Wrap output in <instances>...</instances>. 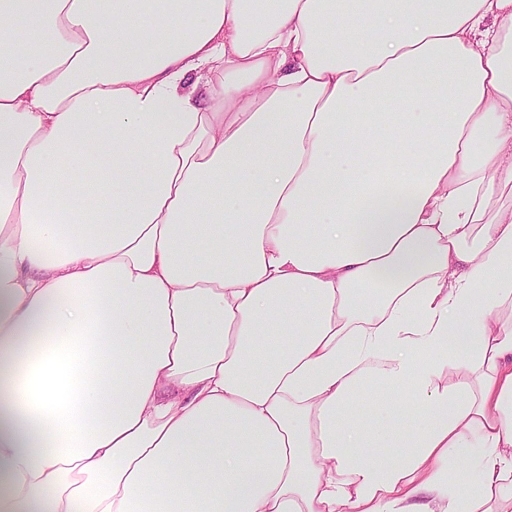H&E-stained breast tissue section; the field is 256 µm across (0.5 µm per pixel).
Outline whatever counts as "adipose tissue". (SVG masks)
<instances>
[{"mask_svg": "<svg viewBox=\"0 0 512 512\" xmlns=\"http://www.w3.org/2000/svg\"><path fill=\"white\" fill-rule=\"evenodd\" d=\"M507 192L512 0H0V512H512Z\"/></svg>", "mask_w": 512, "mask_h": 512, "instance_id": "adipose-tissue-1", "label": "adipose tissue"}]
</instances>
